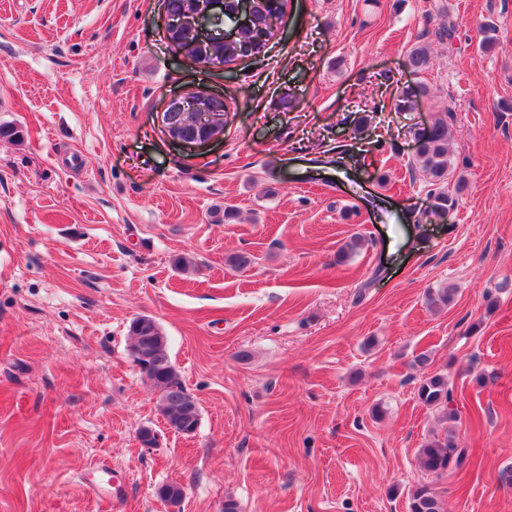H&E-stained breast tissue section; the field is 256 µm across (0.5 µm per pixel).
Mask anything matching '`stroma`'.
Here are the masks:
<instances>
[{"instance_id":"obj_1","label":"stroma","mask_w":512,"mask_h":512,"mask_svg":"<svg viewBox=\"0 0 512 512\" xmlns=\"http://www.w3.org/2000/svg\"><path fill=\"white\" fill-rule=\"evenodd\" d=\"M165 15L0 0V125L20 132L0 139V512H408L434 374L472 454L434 484L446 512H512V0H288L268 54L231 73L176 56ZM197 91L228 104L221 138L169 141L168 102ZM441 112L469 184L444 222L410 170ZM144 315L199 407L192 436L130 358Z\"/></svg>"}]
</instances>
